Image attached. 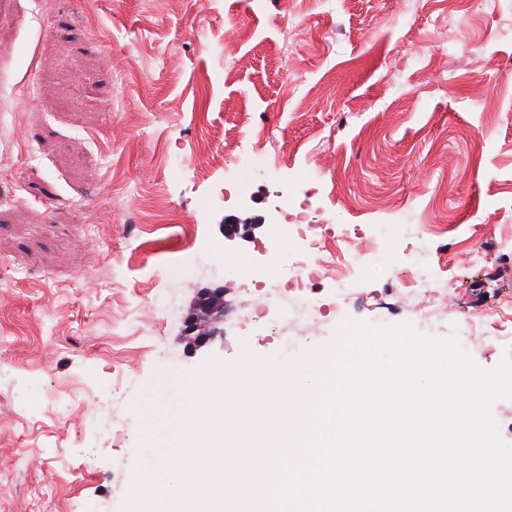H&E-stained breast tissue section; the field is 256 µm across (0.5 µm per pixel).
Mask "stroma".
<instances>
[{
    "label": "stroma",
    "mask_w": 512,
    "mask_h": 512,
    "mask_svg": "<svg viewBox=\"0 0 512 512\" xmlns=\"http://www.w3.org/2000/svg\"><path fill=\"white\" fill-rule=\"evenodd\" d=\"M295 2L0 0V512H118L160 378L244 344L408 320L500 361L476 325L512 308V0ZM298 175L316 223L389 227L353 236L376 262L348 299L312 283L313 326L251 316ZM424 227L452 276L433 323L387 274ZM206 288L224 315L191 350Z\"/></svg>",
    "instance_id": "35a3bbf8"
}]
</instances>
